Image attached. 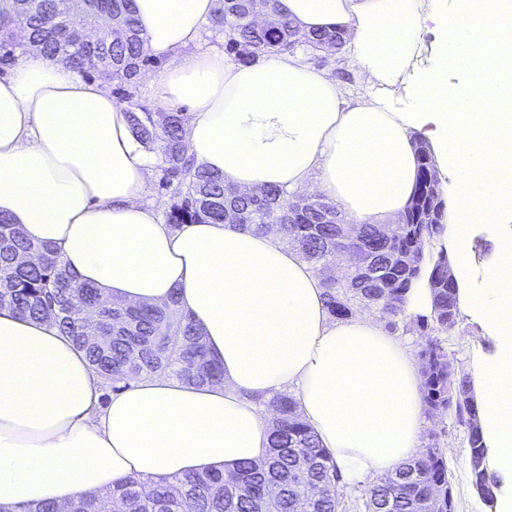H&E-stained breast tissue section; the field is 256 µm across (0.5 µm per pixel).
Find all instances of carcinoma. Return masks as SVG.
<instances>
[{"instance_id": "1", "label": "carcinoma", "mask_w": 512, "mask_h": 512, "mask_svg": "<svg viewBox=\"0 0 512 512\" xmlns=\"http://www.w3.org/2000/svg\"><path fill=\"white\" fill-rule=\"evenodd\" d=\"M212 23L224 29V51L248 63L264 55L295 48L296 31L281 15L276 0H218ZM14 15L0 23L22 26L29 43L45 58L63 57L83 76L117 82L128 93L141 69L152 63L133 14L132 0H15ZM77 9L108 26L103 37L88 41L67 23ZM314 52L328 55L342 49L334 32L305 39ZM131 125L141 142L161 156L164 177L160 189L174 198L166 223L217 224L228 220L244 229L265 232L281 226L309 261L322 269L336 263V250L348 262L346 284L325 282L329 313L344 319L358 308H374L389 332L419 331L426 336L420 352L425 405L433 412L451 409L463 424L477 413L467 376L448 365V350L440 334L448 330V315L458 316L457 285H448L447 225L422 224L421 214L445 205L434 158L428 144L415 139L419 179L405 213L396 224L398 236L386 248L375 247L373 265L380 275L365 282L363 266L372 245L375 224H338L336 206L319 199L294 200L278 188L253 195L224 182V176L195 164L189 154L185 113L152 112L145 105L130 110ZM428 289L431 306L424 314H406L410 291ZM22 316L46 320L72 337L90 367L112 391L153 376H176L195 385L217 383L220 366L206 352L197 327L186 317L174 322L175 301L132 306L112 300L99 289L75 281L61 254L35 245L20 227L0 216V307ZM456 402L448 403V394ZM272 433L269 454L260 463L243 464L237 474L188 473L150 486L129 476L102 493L81 494L62 509L52 501L23 512H343L336 493L341 476L331 452L296 412L292 399L269 401ZM397 487L379 479L362 492L364 512H448V465L444 451L433 443L397 468Z\"/></svg>"}]
</instances>
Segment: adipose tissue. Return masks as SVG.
Instances as JSON below:
<instances>
[{"label":"adipose tissue","mask_w":512,"mask_h":512,"mask_svg":"<svg viewBox=\"0 0 512 512\" xmlns=\"http://www.w3.org/2000/svg\"><path fill=\"white\" fill-rule=\"evenodd\" d=\"M216 7L133 0L146 47L170 61L147 90L160 110L188 106L197 166L243 192L312 191L351 223L386 225L410 201L415 134L430 138L456 200L447 224L458 304L496 343L475 367L479 423L491 468L512 477V0H277L301 34L344 32L371 88L352 104L300 54L178 58ZM128 112L64 60L18 62L0 78V215L57 248L77 282L131 305L176 299L224 381L154 376L108 394L55 326L0 307V506L63 505L132 475L232 476L268 453L266 404L280 393L348 483L413 458L423 378L409 348L377 316L334 318L321 278L281 236L161 221L147 197L153 158ZM485 219L500 235L478 294L471 237Z\"/></svg>","instance_id":"adipose-tissue-1"}]
</instances>
